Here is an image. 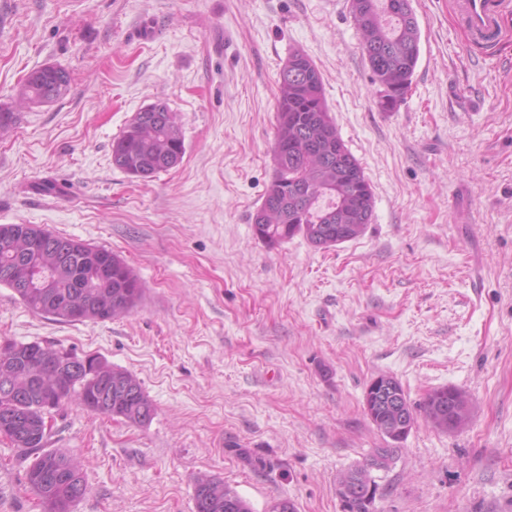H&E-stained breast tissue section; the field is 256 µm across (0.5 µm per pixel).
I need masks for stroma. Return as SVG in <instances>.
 I'll use <instances>...</instances> for the list:
<instances>
[{
    "label": "stroma",
    "instance_id": "obj_1",
    "mask_svg": "<svg viewBox=\"0 0 512 512\" xmlns=\"http://www.w3.org/2000/svg\"><path fill=\"white\" fill-rule=\"evenodd\" d=\"M412 7L421 56L387 112L349 0H0V102L42 65L71 78L0 137V224L111 249L144 288L131 314L85 324L0 288V337L99 356L156 407L143 426L52 411L48 447L86 462L74 512H194L201 475L253 512L286 498L341 512L339 476L365 465L375 512H512V12L501 41L481 45L454 0ZM296 49L374 196L364 235L329 249L253 234L275 176L276 83ZM157 100L185 154L144 182L113 167L111 145ZM42 181L59 193H37ZM381 374L415 406L465 391L468 426L384 438L363 409ZM26 467L0 436V512H42Z\"/></svg>",
    "mask_w": 512,
    "mask_h": 512
}]
</instances>
